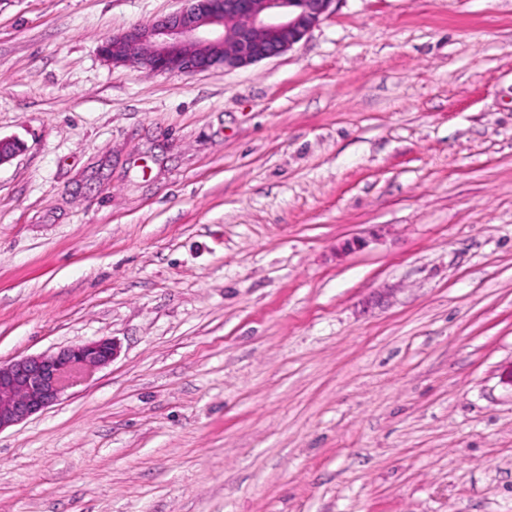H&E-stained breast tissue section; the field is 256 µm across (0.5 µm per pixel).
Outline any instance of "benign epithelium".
<instances>
[{
	"label": "benign epithelium",
	"mask_w": 512,
	"mask_h": 512,
	"mask_svg": "<svg viewBox=\"0 0 512 512\" xmlns=\"http://www.w3.org/2000/svg\"><path fill=\"white\" fill-rule=\"evenodd\" d=\"M187 6L149 24L112 35L102 54L114 65L154 73H196L246 67L291 50L331 13L336 0H186ZM21 146L0 139V165ZM111 338L63 346L0 364V431L58 403L87 371L112 363Z\"/></svg>",
	"instance_id": "benign-epithelium-1"
}]
</instances>
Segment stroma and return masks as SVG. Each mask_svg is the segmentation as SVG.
Wrapping results in <instances>:
<instances>
[{"label": "stroma", "mask_w": 512, "mask_h": 512, "mask_svg": "<svg viewBox=\"0 0 512 512\" xmlns=\"http://www.w3.org/2000/svg\"><path fill=\"white\" fill-rule=\"evenodd\" d=\"M183 5L0 0V363L118 345L0 432V512H512V0L101 55Z\"/></svg>", "instance_id": "35a3bbf8"}]
</instances>
